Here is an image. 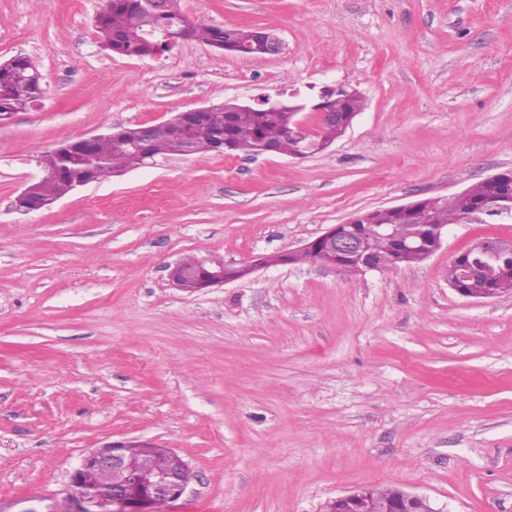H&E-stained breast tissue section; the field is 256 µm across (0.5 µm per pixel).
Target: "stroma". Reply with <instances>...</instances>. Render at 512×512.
<instances>
[{
  "mask_svg": "<svg viewBox=\"0 0 512 512\" xmlns=\"http://www.w3.org/2000/svg\"><path fill=\"white\" fill-rule=\"evenodd\" d=\"M102 4L0 0V62L29 57L44 89L0 125V512H68L80 458L126 437L192 466L169 512H322L378 483L441 512H512V296L448 286L453 256L512 237V218L450 225L389 271L169 282L186 257L246 263L512 168V0H181L192 22L276 32L265 58L198 41L110 55ZM336 84L366 104L322 153L158 157L12 206L60 142Z\"/></svg>",
  "mask_w": 512,
  "mask_h": 512,
  "instance_id": "35a3bbf8",
  "label": "stroma"
}]
</instances>
